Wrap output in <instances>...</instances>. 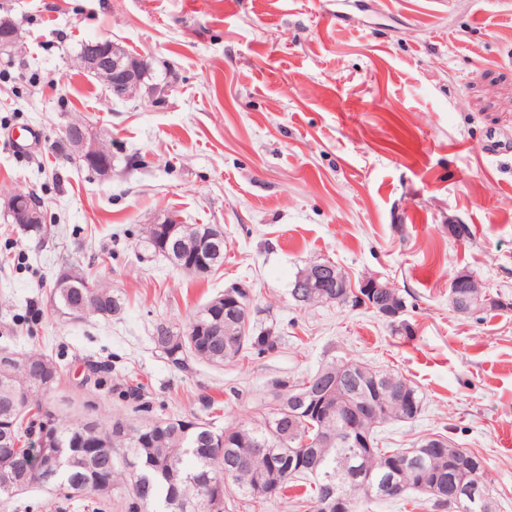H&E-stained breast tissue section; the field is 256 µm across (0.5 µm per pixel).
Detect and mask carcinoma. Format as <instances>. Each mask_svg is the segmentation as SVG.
Here are the masks:
<instances>
[{
    "label": "carcinoma",
    "instance_id": "1",
    "mask_svg": "<svg viewBox=\"0 0 512 512\" xmlns=\"http://www.w3.org/2000/svg\"><path fill=\"white\" fill-rule=\"evenodd\" d=\"M205 224H184V252L195 248L197 234ZM155 255L172 262L185 273L191 270L172 260L169 250L157 238H145ZM86 296L77 302V290L55 288L54 300L66 314L80 307L104 319L120 311L124 299L104 287L84 289ZM152 344L174 365H181L192 355L214 364L233 363L249 355L272 354L279 350L282 337L272 327L255 329L239 316H228L220 298L205 304L180 329L168 325L156 327ZM18 356L8 348L0 349V499L9 501L17 492L31 486L28 448L33 428L56 433V443L64 448V464L41 485L67 489L65 500L95 498L105 504L112 493L124 489L126 512H224V498L215 499L211 489L221 487L225 498L237 490L258 504L252 489L240 483L239 471L248 469L258 475L271 496H285L290 484L306 486L303 495L294 498L305 512H328L330 501L343 494L351 500L379 502L404 499L421 494L433 501L439 512H468L465 504H448L453 495L448 487L442 494L428 491L441 476L448 475V465L468 456L475 466L455 472L456 482L479 485L492 496L486 462L478 455L441 437L445 453L430 454L421 444L410 448H381L376 429L391 422H409L414 416L397 401L383 398L374 415L365 420L371 449L352 448L345 443L347 433L336 434L342 421L331 417L323 421L290 406L292 396L303 380L274 379L271 389L286 394L285 401L263 414L256 426L239 424L216 430L211 423L197 418H147L131 425L119 418L98 423L90 433L80 423L52 418L44 399L43 377L50 374L59 381L58 366L41 353ZM364 365L334 359L320 371L346 370V392L370 395L358 369ZM378 384L392 391L406 390L417 405H422L418 389L406 378L383 370H374ZM297 413L295 435L281 433L280 421L288 410ZM126 427L144 431L140 439L126 440L111 448L117 430ZM340 440H334V436ZM333 440L328 441L326 437Z\"/></svg>",
    "mask_w": 512,
    "mask_h": 512
}]
</instances>
